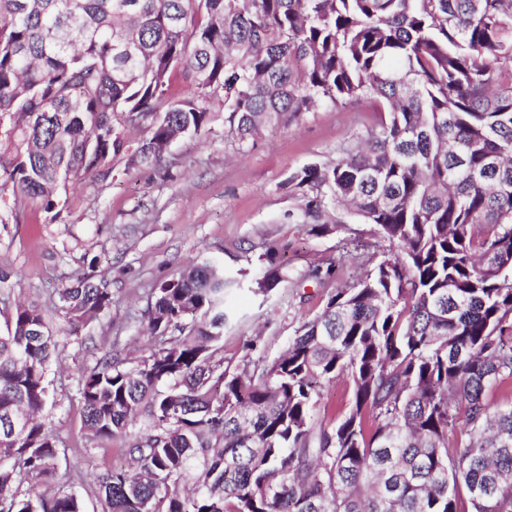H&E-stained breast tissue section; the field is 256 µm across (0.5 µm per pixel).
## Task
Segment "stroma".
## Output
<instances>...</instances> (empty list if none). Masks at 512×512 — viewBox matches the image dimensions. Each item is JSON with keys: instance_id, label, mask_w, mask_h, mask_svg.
Wrapping results in <instances>:
<instances>
[{"instance_id": "1", "label": "stroma", "mask_w": 512, "mask_h": 512, "mask_svg": "<svg viewBox=\"0 0 512 512\" xmlns=\"http://www.w3.org/2000/svg\"><path fill=\"white\" fill-rule=\"evenodd\" d=\"M377 121L363 105L318 107L240 144L225 138L219 118L206 137L173 144L170 177L132 169L108 187L87 178L60 192L57 219L31 202L19 222L0 223V302L37 303L57 337L60 357L49 373L44 417L66 449L55 481L81 498L85 512H101V496L84 475L85 459L105 468L127 466L128 457L121 443L87 440L79 370L93 367L106 350L148 345L141 319L150 289L184 263L204 259L243 283L224 303L225 365L276 355L301 317H313L327 300L326 290L305 279L309 268L335 264L338 287L363 272L342 257L339 233L317 236L296 223L299 202L289 193L288 177L314 163H334ZM272 246L286 263V278L268 294L252 292ZM87 273L111 290L113 303L73 334L53 300Z\"/></svg>"}]
</instances>
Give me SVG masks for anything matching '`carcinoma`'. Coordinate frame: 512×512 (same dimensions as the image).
Listing matches in <instances>:
<instances>
[{"instance_id": "obj_1", "label": "carcinoma", "mask_w": 512, "mask_h": 512, "mask_svg": "<svg viewBox=\"0 0 512 512\" xmlns=\"http://www.w3.org/2000/svg\"><path fill=\"white\" fill-rule=\"evenodd\" d=\"M360 102L377 127L288 188L311 231L349 215L394 253L355 246L364 275L234 368L238 280L189 261L151 289L147 353L79 376L87 439L130 457L94 472L103 512H512V404L485 399L512 379V0H0V193L47 213L70 183L112 182L118 158L162 167L218 111L246 142ZM267 261L263 294L285 279ZM53 306L83 323L112 292L85 274ZM4 317L0 512H82L64 486L39 491L60 453L39 420L57 342L35 304ZM338 377L353 403L333 416L318 387Z\"/></svg>"}]
</instances>
